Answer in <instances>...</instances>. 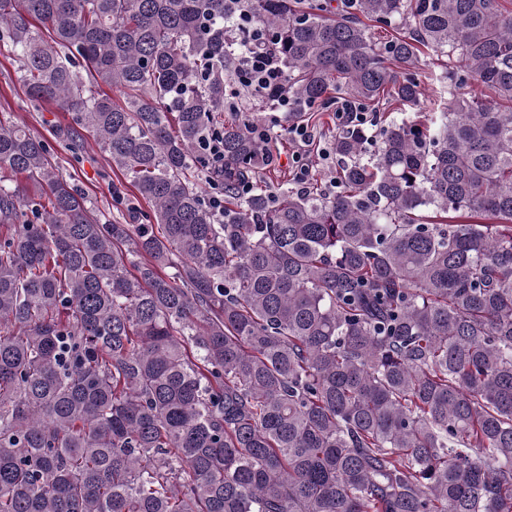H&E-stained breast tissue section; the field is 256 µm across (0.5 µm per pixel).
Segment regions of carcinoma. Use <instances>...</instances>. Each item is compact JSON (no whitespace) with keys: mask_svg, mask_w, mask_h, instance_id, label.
I'll list each match as a JSON object with an SVG mask.
<instances>
[{"mask_svg":"<svg viewBox=\"0 0 512 512\" xmlns=\"http://www.w3.org/2000/svg\"><path fill=\"white\" fill-rule=\"evenodd\" d=\"M352 2L243 3L300 110L331 85L416 102L388 61L422 46L448 107L342 129L326 194L242 190L267 144L221 119L226 0H0L16 82L73 112L155 218L102 221L0 118V512H512V12ZM362 17L411 35L378 44ZM461 68L490 94L457 92ZM200 149L206 162L211 163L213 171L224 174V140L216 134H208L200 144Z\"/></svg>","mask_w":512,"mask_h":512,"instance_id":"carcinoma-1","label":"carcinoma"}]
</instances>
